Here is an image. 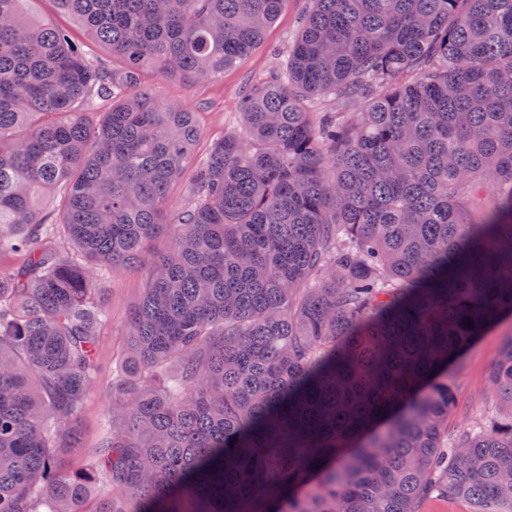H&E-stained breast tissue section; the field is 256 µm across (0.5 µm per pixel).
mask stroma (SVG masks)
Instances as JSON below:
<instances>
[{
	"instance_id": "stroma-1",
	"label": "stroma",
	"mask_w": 512,
	"mask_h": 512,
	"mask_svg": "<svg viewBox=\"0 0 512 512\" xmlns=\"http://www.w3.org/2000/svg\"><path fill=\"white\" fill-rule=\"evenodd\" d=\"M302 11V0H288L277 21L267 29L260 45L237 66L225 70L221 80L187 84L145 74L146 85L160 102L196 113L200 129L199 150H206L215 139L240 127L239 99L274 67L272 52L283 48L289 38L298 33ZM142 288V277L135 272L115 274L106 286L104 303L109 322L101 337L102 370L97 390L89 397L81 413L85 447L68 456L69 468L80 467L87 449L97 443L100 420L110 405L106 393L112 386V356L123 344L128 308L139 297ZM509 337H512L511 319L504 320L479 339L457 364L449 368L448 381L455 395L448 419L450 426L458 427L478 418L495 417L496 409L486 393L487 375L499 357L504 340Z\"/></svg>"
}]
</instances>
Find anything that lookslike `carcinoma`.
<instances>
[{"label":"carcinoma","mask_w":512,"mask_h":512,"mask_svg":"<svg viewBox=\"0 0 512 512\" xmlns=\"http://www.w3.org/2000/svg\"><path fill=\"white\" fill-rule=\"evenodd\" d=\"M0 0V512H512L498 417L448 368L512 316V0H307L274 80L196 160L208 82L288 0H52L105 61ZM57 192L62 208L40 203ZM136 266L132 375L78 471L100 300Z\"/></svg>","instance_id":"cac0c4a2"}]
</instances>
